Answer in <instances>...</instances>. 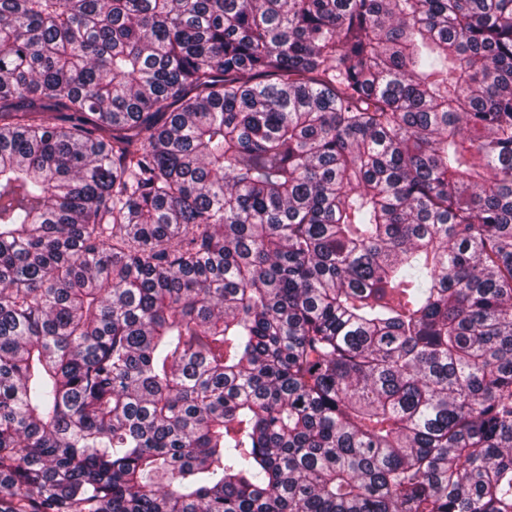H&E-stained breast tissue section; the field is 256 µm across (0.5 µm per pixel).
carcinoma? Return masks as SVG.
<instances>
[{"mask_svg": "<svg viewBox=\"0 0 512 512\" xmlns=\"http://www.w3.org/2000/svg\"><path fill=\"white\" fill-rule=\"evenodd\" d=\"M0 512H512V0H0Z\"/></svg>", "mask_w": 512, "mask_h": 512, "instance_id": "cac0c4a2", "label": "carcinoma"}]
</instances>
